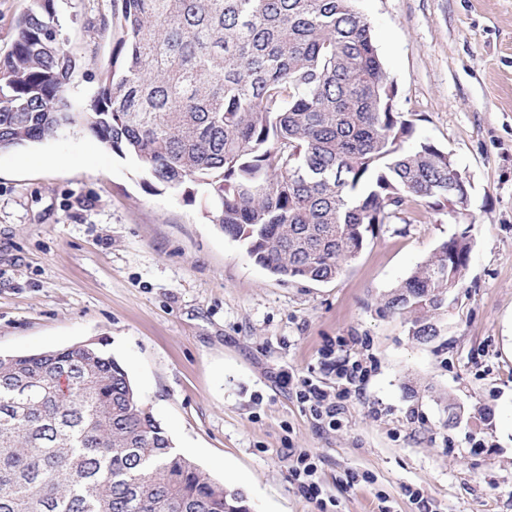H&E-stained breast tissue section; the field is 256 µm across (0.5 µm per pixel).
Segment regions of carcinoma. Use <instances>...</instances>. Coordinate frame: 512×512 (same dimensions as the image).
I'll return each mask as SVG.
<instances>
[{"instance_id":"1","label":"carcinoma","mask_w":512,"mask_h":512,"mask_svg":"<svg viewBox=\"0 0 512 512\" xmlns=\"http://www.w3.org/2000/svg\"><path fill=\"white\" fill-rule=\"evenodd\" d=\"M0 58V150L79 126L136 159L153 192L208 200L206 219L282 279L330 282L412 202L469 183L393 109L361 0H112L121 36L84 111L54 0ZM471 252L442 242L381 298L421 344L442 332ZM0 512H249L174 450L103 344L0 356Z\"/></svg>"}]
</instances>
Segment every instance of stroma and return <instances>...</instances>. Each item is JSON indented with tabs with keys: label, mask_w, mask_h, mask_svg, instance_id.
I'll return each mask as SVG.
<instances>
[{
	"label": "stroma",
	"mask_w": 512,
	"mask_h": 512,
	"mask_svg": "<svg viewBox=\"0 0 512 512\" xmlns=\"http://www.w3.org/2000/svg\"><path fill=\"white\" fill-rule=\"evenodd\" d=\"M361 8L415 141L470 184L464 215L412 206L335 280H284L203 199L148 192L134 158L74 127L0 152V354L106 340L176 451L215 481L234 473L251 512H419L412 489L429 512H512V0ZM111 14V0H56L84 61L72 103L109 61ZM464 229L444 333L418 343L379 299ZM348 360L367 374L331 425L298 391L336 395ZM300 450L319 500L298 488ZM292 466L297 479L300 480L302 492L311 499L319 500L318 497L322 493V490L314 479L317 467L312 461L311 456L304 451L294 453Z\"/></svg>",
	"instance_id": "35a3bbf8"
}]
</instances>
